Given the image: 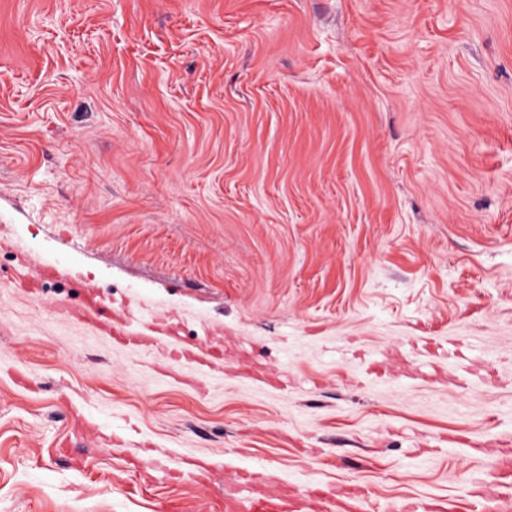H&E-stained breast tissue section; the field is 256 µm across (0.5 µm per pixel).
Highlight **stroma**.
Segmentation results:
<instances>
[{
  "label": "stroma",
  "instance_id": "obj_1",
  "mask_svg": "<svg viewBox=\"0 0 512 512\" xmlns=\"http://www.w3.org/2000/svg\"><path fill=\"white\" fill-rule=\"evenodd\" d=\"M504 440L512 0H0V512H465ZM265 469L246 471L240 483L249 489L245 496H238L235 488L224 485V510L226 512H293L288 493L280 496L278 482Z\"/></svg>",
  "mask_w": 512,
  "mask_h": 512
}]
</instances>
